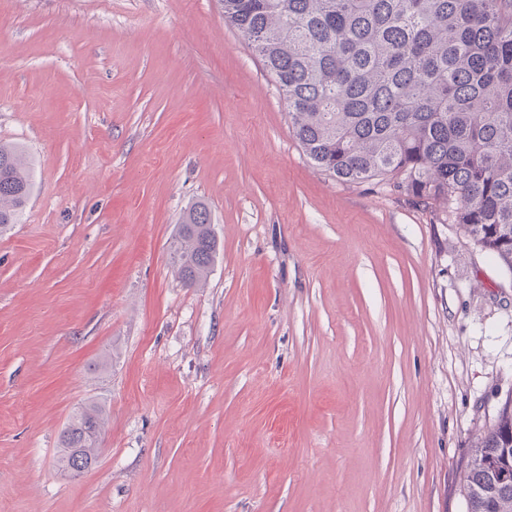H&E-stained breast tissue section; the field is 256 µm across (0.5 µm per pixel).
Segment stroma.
<instances>
[{
	"mask_svg": "<svg viewBox=\"0 0 512 512\" xmlns=\"http://www.w3.org/2000/svg\"><path fill=\"white\" fill-rule=\"evenodd\" d=\"M0 512H467L512 396V275L317 169L222 0H0ZM205 201L203 287L170 242ZM106 409L96 464L58 437ZM34 163L26 151L0 143V233L16 224L34 188Z\"/></svg>",
	"mask_w": 512,
	"mask_h": 512,
	"instance_id": "1",
	"label": "stroma"
}]
</instances>
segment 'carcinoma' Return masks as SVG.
Wrapping results in <instances>:
<instances>
[{"mask_svg": "<svg viewBox=\"0 0 512 512\" xmlns=\"http://www.w3.org/2000/svg\"><path fill=\"white\" fill-rule=\"evenodd\" d=\"M224 23L261 57L316 168L384 185L458 225L512 274V0H223ZM34 188L26 151L0 143V233ZM220 252L208 205L184 213L174 270L188 287ZM106 417L81 407L59 435L95 464ZM512 397L474 437L467 512H512Z\"/></svg>", "mask_w": 512, "mask_h": 512, "instance_id": "obj_1", "label": "carcinoma"}]
</instances>
